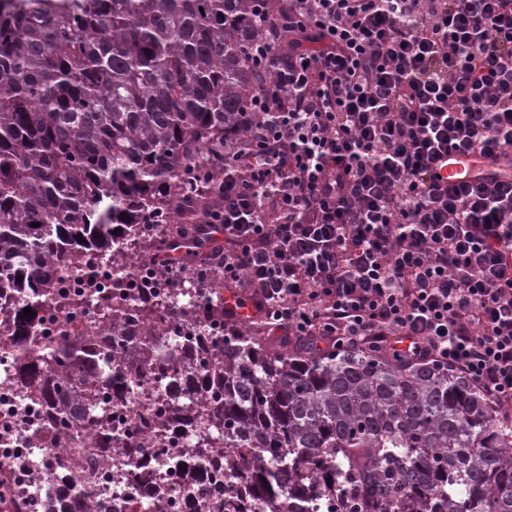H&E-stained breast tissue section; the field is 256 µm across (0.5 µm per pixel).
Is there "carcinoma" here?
Here are the masks:
<instances>
[{
	"label": "carcinoma",
	"instance_id": "carcinoma-1",
	"mask_svg": "<svg viewBox=\"0 0 512 512\" xmlns=\"http://www.w3.org/2000/svg\"><path fill=\"white\" fill-rule=\"evenodd\" d=\"M254 0H0V280L19 290L14 382L58 433L82 424L97 447L55 482L53 512H88V489L110 466L112 410L156 380L166 415L158 437L197 426L243 449L171 452L130 445L143 484L159 467L195 483L184 512H512V420L473 384L418 360L319 340L273 344L170 320L173 308L224 320L220 284L148 294L117 279L95 292L112 310L97 339L68 335L82 293L54 294L57 262L85 274L88 255L116 251L144 224L188 227L224 204V140L270 74L249 47L261 34ZM35 312L23 314L25 308ZM54 336H34L44 308ZM142 359L141 373L121 368ZM12 501L28 497L0 473Z\"/></svg>",
	"mask_w": 512,
	"mask_h": 512
}]
</instances>
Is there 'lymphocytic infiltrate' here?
Returning <instances> with one entry per match:
<instances>
[{
	"mask_svg": "<svg viewBox=\"0 0 512 512\" xmlns=\"http://www.w3.org/2000/svg\"><path fill=\"white\" fill-rule=\"evenodd\" d=\"M295 32L224 142V205L197 225L251 325L466 375L512 404V178L440 189L448 150L512 152V0H288ZM223 234V246L213 245Z\"/></svg>",
	"mask_w": 512,
	"mask_h": 512,
	"instance_id": "obj_1",
	"label": "lymphocytic infiltrate"
}]
</instances>
